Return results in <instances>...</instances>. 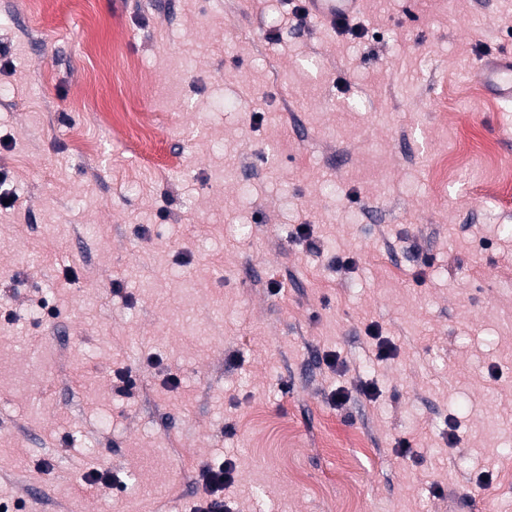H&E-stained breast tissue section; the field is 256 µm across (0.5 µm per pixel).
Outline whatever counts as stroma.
<instances>
[{
	"instance_id": "obj_1",
	"label": "stroma",
	"mask_w": 512,
	"mask_h": 512,
	"mask_svg": "<svg viewBox=\"0 0 512 512\" xmlns=\"http://www.w3.org/2000/svg\"><path fill=\"white\" fill-rule=\"evenodd\" d=\"M4 14L0 503L189 512L229 456L238 512H512V105L474 82L512 0ZM301 17L313 18L328 29H335L342 21L354 20L362 10V0H303Z\"/></svg>"
}]
</instances>
